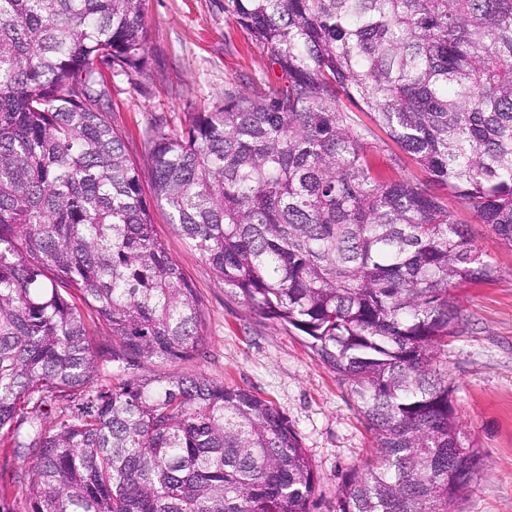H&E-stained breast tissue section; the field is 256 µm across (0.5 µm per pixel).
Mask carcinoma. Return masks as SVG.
<instances>
[{
	"label": "carcinoma",
	"mask_w": 512,
	"mask_h": 512,
	"mask_svg": "<svg viewBox=\"0 0 512 512\" xmlns=\"http://www.w3.org/2000/svg\"><path fill=\"white\" fill-rule=\"evenodd\" d=\"M147 0H0V432L24 512H312L273 404L201 374L203 302L153 232L99 65L142 72ZM278 81L150 132L170 223L304 333L373 431L332 512H454L486 464L439 355L451 289L512 249V0H224ZM383 134L424 173L377 168ZM101 326L109 336L92 341Z\"/></svg>",
	"instance_id": "obj_1"
}]
</instances>
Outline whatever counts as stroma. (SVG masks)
<instances>
[{
    "mask_svg": "<svg viewBox=\"0 0 512 512\" xmlns=\"http://www.w3.org/2000/svg\"><path fill=\"white\" fill-rule=\"evenodd\" d=\"M145 27L144 71L105 73L106 102L137 162L145 160L156 122L179 126L186 113L222 105L229 85L248 92L277 79L267 51L247 41L224 0H147ZM150 209L157 236L203 301L207 339L200 355L176 364L146 362L139 374L200 373L271 401L313 462V512H329L344 475L373 457L372 433L347 384L320 363L300 332L253 311L225 286L164 207ZM461 222L498 274L454 288L464 320L441 355L453 406L490 465L456 512H512V250L472 216Z\"/></svg>",
    "mask_w": 512,
    "mask_h": 512,
    "instance_id": "obj_1",
    "label": "stroma"
}]
</instances>
